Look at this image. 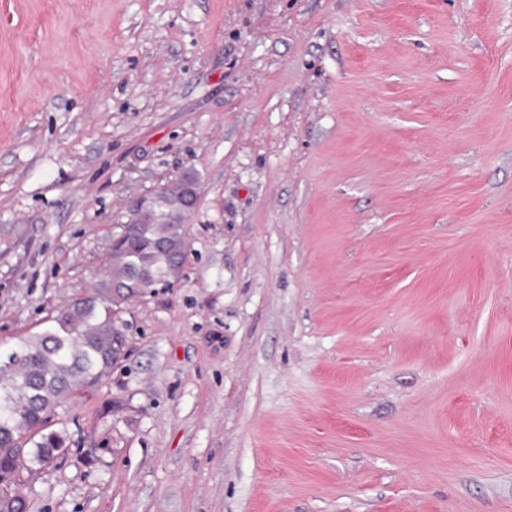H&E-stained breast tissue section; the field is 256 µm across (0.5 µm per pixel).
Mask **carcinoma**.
Segmentation results:
<instances>
[{
  "mask_svg": "<svg viewBox=\"0 0 512 512\" xmlns=\"http://www.w3.org/2000/svg\"><path fill=\"white\" fill-rule=\"evenodd\" d=\"M182 192L161 191L107 249V275L92 293L47 316L45 326L0 352V512H26L10 491L23 458L30 469L64 459L65 432L52 429L57 409L97 387L127 356L129 339L115 313L145 284L177 278L187 256Z\"/></svg>",
  "mask_w": 512,
  "mask_h": 512,
  "instance_id": "cac0c4a2",
  "label": "carcinoma"
}]
</instances>
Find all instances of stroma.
Here are the masks:
<instances>
[{
    "instance_id": "stroma-1",
    "label": "stroma",
    "mask_w": 512,
    "mask_h": 512,
    "mask_svg": "<svg viewBox=\"0 0 512 512\" xmlns=\"http://www.w3.org/2000/svg\"><path fill=\"white\" fill-rule=\"evenodd\" d=\"M188 175L29 512H512V0H0V349Z\"/></svg>"
}]
</instances>
